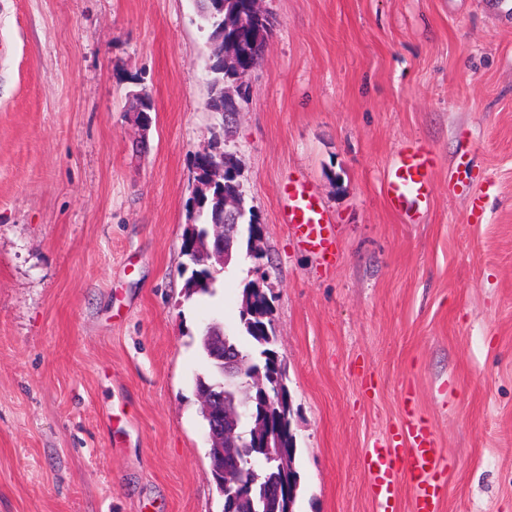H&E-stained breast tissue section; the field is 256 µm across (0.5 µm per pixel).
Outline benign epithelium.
I'll return each mask as SVG.
<instances>
[{"label": "benign epithelium", "instance_id": "obj_1", "mask_svg": "<svg viewBox=\"0 0 512 512\" xmlns=\"http://www.w3.org/2000/svg\"><path fill=\"white\" fill-rule=\"evenodd\" d=\"M196 161L205 169L207 184L212 188L215 184H224V176L228 167L224 166V154L209 144L204 145L196 154ZM245 213V202L240 195H226L216 209L213 223L203 239L186 242L187 250L195 263L207 270L221 272L233 259V248L238 245L241 225L225 220V217L236 218ZM205 340L215 350L214 358L222 364L224 373L236 378L247 380L266 400L268 416L255 421L250 432V440H243L238 431L239 420L251 410V405L244 402L229 406L224 401V389L211 393H200L203 412L210 422L207 441L216 449V456L222 460L226 456L234 457L242 448H256L259 456L250 470L243 469L239 464L224 468L223 485L232 489V499L238 495H250L260 483V470L267 461H275L283 469L291 466V448L286 443L295 441L292 432V419L285 413L283 395L270 397L267 391L270 372H262L246 365L241 357L231 351L224 350V337L207 336Z\"/></svg>", "mask_w": 512, "mask_h": 512}]
</instances>
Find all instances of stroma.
Listing matches in <instances>:
<instances>
[{
    "label": "stroma",
    "mask_w": 512,
    "mask_h": 512,
    "mask_svg": "<svg viewBox=\"0 0 512 512\" xmlns=\"http://www.w3.org/2000/svg\"><path fill=\"white\" fill-rule=\"evenodd\" d=\"M264 5L228 142L264 257L190 303L194 155L224 126L194 0H0V512H222L199 338L235 330L253 281L288 367L295 512H375L363 457L411 417L439 512H512V0ZM408 143L436 158L412 222L381 193ZM291 182L333 264L285 224Z\"/></svg>",
    "instance_id": "35a3bbf8"
}]
</instances>
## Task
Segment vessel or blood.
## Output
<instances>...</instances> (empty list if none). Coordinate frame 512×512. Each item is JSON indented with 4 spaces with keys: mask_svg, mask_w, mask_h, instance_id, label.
<instances>
[{
    "mask_svg": "<svg viewBox=\"0 0 512 512\" xmlns=\"http://www.w3.org/2000/svg\"><path fill=\"white\" fill-rule=\"evenodd\" d=\"M433 155L422 148L405 147L384 183V195L392 211L413 215L426 204L430 192ZM288 200L286 224L301 240L333 263L336 242L330 226L313 195L302 185L285 187ZM439 467L434 434L421 420H413L385 444L375 447L364 459L371 481L377 512H393L397 480L406 477L414 488L413 512H438L440 499L435 472Z\"/></svg>",
    "mask_w": 512,
    "mask_h": 512,
    "instance_id": "b4317fda",
    "label": "vessel or blood"
}]
</instances>
